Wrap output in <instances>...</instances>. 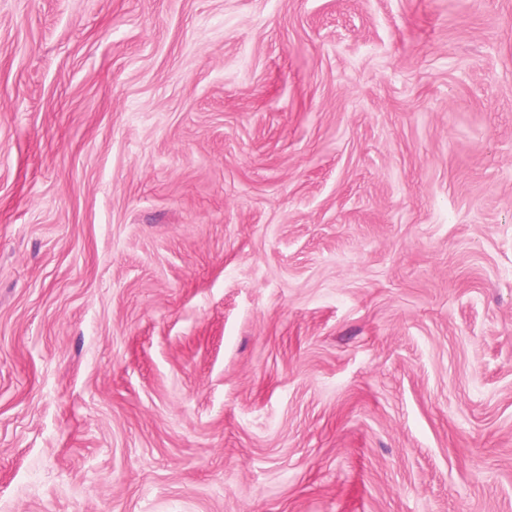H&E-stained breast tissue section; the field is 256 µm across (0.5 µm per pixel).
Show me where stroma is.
I'll return each instance as SVG.
<instances>
[{
	"mask_svg": "<svg viewBox=\"0 0 512 512\" xmlns=\"http://www.w3.org/2000/svg\"><path fill=\"white\" fill-rule=\"evenodd\" d=\"M0 512H512V0H0Z\"/></svg>",
	"mask_w": 512,
	"mask_h": 512,
	"instance_id": "1",
	"label": "stroma"
}]
</instances>
